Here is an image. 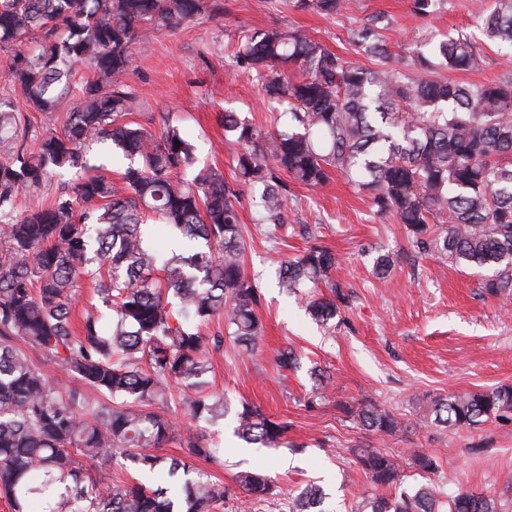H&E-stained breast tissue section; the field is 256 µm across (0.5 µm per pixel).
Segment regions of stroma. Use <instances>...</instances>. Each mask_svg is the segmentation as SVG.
<instances>
[{
	"label": "stroma",
	"instance_id": "obj_1",
	"mask_svg": "<svg viewBox=\"0 0 512 512\" xmlns=\"http://www.w3.org/2000/svg\"><path fill=\"white\" fill-rule=\"evenodd\" d=\"M223 3V14L205 13L177 30L156 31L150 48L137 52L129 82L139 97L132 120L155 133L153 115L169 114L196 144L200 166L218 168L229 182L235 179V148L224 141L225 110L267 132L287 123L253 76L227 64L243 33L299 27L331 51L348 54L351 30L382 12L389 18L385 41L397 57L428 51L451 32L478 36L476 21L492 6L491 0H436L434 12L422 16L411 0H358L354 11L326 16L299 9L294 0ZM238 212L245 269L262 293L258 314L265 333L254 352L229 343L211 352L207 387L232 402L260 406L287 421L288 432L285 446L258 448L234 435L231 420L209 424L176 410L172 420L181 432L204 434L220 448L218 478L229 485L239 471H266L276 491L252 512H288L289 498L310 484L322 487L324 512H352L357 495L370 488L354 448L370 445L405 460L423 451L435 457L434 479L447 493L481 490L512 512V422L492 419L477 430L446 432L422 423L417 404L426 394L512 385V295L485 294L469 271L420 253L402 225L376 213L338 176L317 191L293 186L281 227L260 223L248 193H241ZM313 240L340 257L334 278L348 301L325 328L310 318L303 295L285 294L277 284L280 266ZM384 253L396 266L380 279L373 267ZM285 346L301 357L296 370L275 362ZM316 365L331 376L321 398L310 376ZM365 399L413 422L411 432L380 438L358 428L342 408Z\"/></svg>",
	"mask_w": 512,
	"mask_h": 512
}]
</instances>
